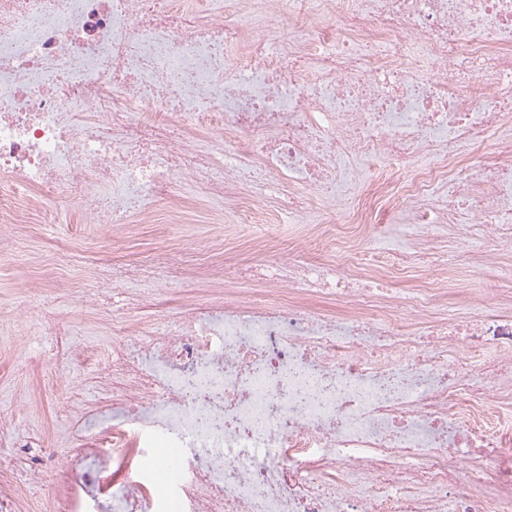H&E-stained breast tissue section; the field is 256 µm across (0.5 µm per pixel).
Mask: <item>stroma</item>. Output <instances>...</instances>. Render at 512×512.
<instances>
[{
    "mask_svg": "<svg viewBox=\"0 0 512 512\" xmlns=\"http://www.w3.org/2000/svg\"><path fill=\"white\" fill-rule=\"evenodd\" d=\"M177 193L175 203L154 206L153 217L131 233L110 225L94 229L93 204L67 199L56 204L61 223L35 222L19 233L0 229V480L19 482L21 512H57L51 486L69 454L64 434L78 408H93L102 395L92 380L93 366L76 355L111 341L113 315L151 331L185 305L223 302L228 288L271 299L270 282L251 272L277 257L296 254L305 266L326 271L344 261L342 251L309 239L306 227L341 218L349 197L327 201L311 195L308 210L292 223L270 212L271 233L258 243L243 228L246 198L207 200L184 184ZM351 230L363 235L361 258L369 270L397 253L426 252L422 263L386 283L404 307L418 289L441 288L449 297L444 311L453 314L459 294L506 287L512 273V245L494 247L465 224L439 227L430 249L403 209L391 223L355 224ZM20 236L28 254L13 262L9 256ZM492 248L495 262L482 261ZM56 252L78 268H108L114 278L78 288L52 282L43 260ZM133 288L153 296L130 310L125 293Z\"/></svg>",
    "mask_w": 512,
    "mask_h": 512,
    "instance_id": "1",
    "label": "stroma"
}]
</instances>
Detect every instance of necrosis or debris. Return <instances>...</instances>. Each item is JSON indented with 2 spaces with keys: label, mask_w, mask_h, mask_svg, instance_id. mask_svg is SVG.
<instances>
[{
  "label": "necrosis or debris",
  "mask_w": 512,
  "mask_h": 512,
  "mask_svg": "<svg viewBox=\"0 0 512 512\" xmlns=\"http://www.w3.org/2000/svg\"><path fill=\"white\" fill-rule=\"evenodd\" d=\"M257 17L236 0H0V224L64 193L90 194L98 223L146 221L186 175L220 201L256 184L260 224L273 202L302 213L307 189L338 195L359 157L389 173L346 223L403 206L427 242L437 224L512 240V0H258ZM263 274L278 299L234 288L159 335L113 322L59 512H512V425L491 397L512 385L511 290L438 318L447 295L426 288L403 313L385 271L347 266L332 315L293 258ZM160 444L181 472L161 495Z\"/></svg>",
  "instance_id": "1"
}]
</instances>
